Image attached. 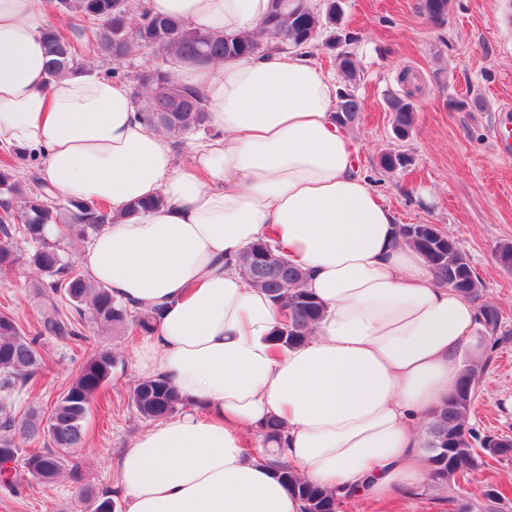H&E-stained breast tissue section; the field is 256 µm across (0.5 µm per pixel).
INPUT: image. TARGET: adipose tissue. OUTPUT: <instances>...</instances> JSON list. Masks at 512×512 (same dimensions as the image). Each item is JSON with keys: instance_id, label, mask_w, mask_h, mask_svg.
Listing matches in <instances>:
<instances>
[{"instance_id": "obj_1", "label": "adipose tissue", "mask_w": 512, "mask_h": 512, "mask_svg": "<svg viewBox=\"0 0 512 512\" xmlns=\"http://www.w3.org/2000/svg\"><path fill=\"white\" fill-rule=\"evenodd\" d=\"M144 6L231 38L259 31L271 0ZM64 22L41 0H0V146L41 153L55 198L109 207L81 267L130 307L158 311L133 369L166 378L186 408L124 452L115 490L126 512H299L274 459L332 491L383 500L416 489L417 424L454 389L462 349L483 353L476 310L395 244L397 218L334 119L329 72L290 48L175 65L212 131L180 164L124 81L48 78L42 32ZM155 195L164 207L130 213ZM260 239L303 267L324 306L301 346L272 340L278 307L234 265Z\"/></svg>"}]
</instances>
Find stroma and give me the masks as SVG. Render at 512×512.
<instances>
[{
	"label": "stroma",
	"mask_w": 512,
	"mask_h": 512,
	"mask_svg": "<svg viewBox=\"0 0 512 512\" xmlns=\"http://www.w3.org/2000/svg\"><path fill=\"white\" fill-rule=\"evenodd\" d=\"M418 0H343L344 23L355 40L352 51L363 72L356 93L362 102L347 132L359 147L358 166L402 224H435L457 239L483 284V298L497 306L507 335L486 345L487 366L477 387L471 424L480 434L512 437V272L498 264L494 249L512 243V0H452L445 24L435 26L418 12ZM408 72L410 81L398 77ZM413 93L415 125L396 139L387 93ZM467 100L464 109L453 108ZM399 151L412 160L403 170L381 169L383 153ZM27 265L0 273V311L24 332L38 329L53 301L38 288ZM81 329L84 349L43 335L39 351L45 370L13 392L17 416L45 415L76 376L88 352L108 351L116 365L102 394L90 405L85 437L74 454L77 475L12 492L0 486V512H92L93 496L109 493L115 512H125L113 495L123 453L149 428L128 403L136 375L132 354L137 337L97 330L90 317ZM487 484L512 493V461H489L467 479L446 488L424 482L388 500L353 498L342 512H451L449 497L474 499Z\"/></svg>",
	"instance_id": "35a3bbf8"
}]
</instances>
